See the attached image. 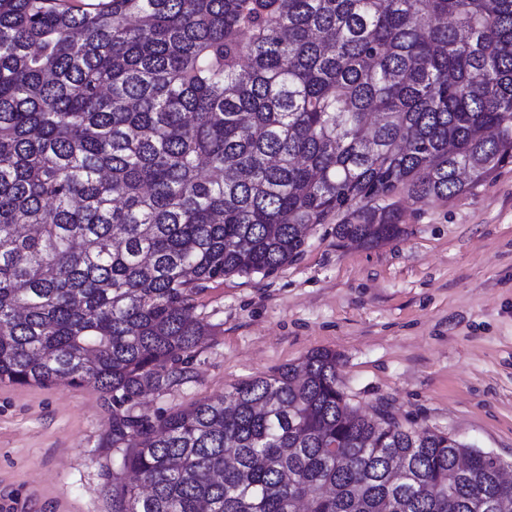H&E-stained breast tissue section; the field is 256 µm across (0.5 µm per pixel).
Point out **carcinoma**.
<instances>
[{"mask_svg":"<svg viewBox=\"0 0 512 512\" xmlns=\"http://www.w3.org/2000/svg\"><path fill=\"white\" fill-rule=\"evenodd\" d=\"M509 163L512 0H0V382L112 405V512H512L507 463L358 412L328 350L136 412L207 283Z\"/></svg>","mask_w":512,"mask_h":512,"instance_id":"cac0c4a2","label":"carcinoma"}]
</instances>
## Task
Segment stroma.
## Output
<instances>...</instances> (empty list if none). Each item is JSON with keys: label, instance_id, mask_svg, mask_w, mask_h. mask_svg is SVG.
Instances as JSON below:
<instances>
[{"label": "stroma", "instance_id": "stroma-1", "mask_svg": "<svg viewBox=\"0 0 512 512\" xmlns=\"http://www.w3.org/2000/svg\"><path fill=\"white\" fill-rule=\"evenodd\" d=\"M397 201L398 240L341 246L320 224L275 273L208 283L189 379L138 412L191 407L326 349L360 411L512 462V164L448 200ZM111 423L91 387L0 383V512H112Z\"/></svg>", "mask_w": 512, "mask_h": 512}]
</instances>
